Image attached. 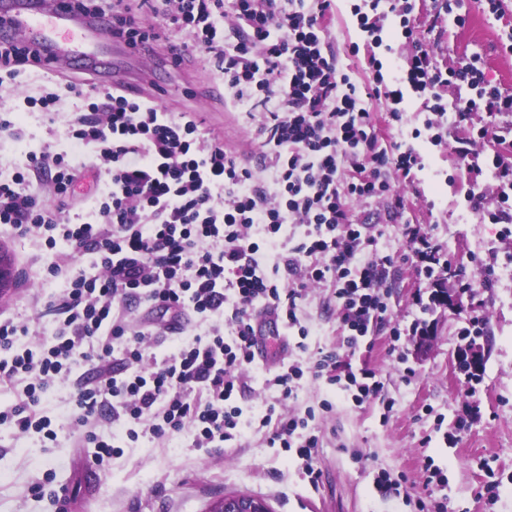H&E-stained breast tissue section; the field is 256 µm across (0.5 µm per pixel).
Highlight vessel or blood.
<instances>
[{
	"mask_svg": "<svg viewBox=\"0 0 512 512\" xmlns=\"http://www.w3.org/2000/svg\"><path fill=\"white\" fill-rule=\"evenodd\" d=\"M0 31L20 38L22 45L40 49L50 65L74 62L107 72L113 84L126 81L117 67H107L103 55L112 39L102 21L63 4L49 8L30 0H0ZM256 363L271 366L288 356V335L275 308L252 317Z\"/></svg>",
	"mask_w": 512,
	"mask_h": 512,
	"instance_id": "1",
	"label": "vessel or blood"
}]
</instances>
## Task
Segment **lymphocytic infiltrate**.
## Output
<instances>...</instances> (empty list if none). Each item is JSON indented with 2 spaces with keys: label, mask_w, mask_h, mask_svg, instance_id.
<instances>
[{
  "label": "lymphocytic infiltrate",
  "mask_w": 512,
  "mask_h": 512,
  "mask_svg": "<svg viewBox=\"0 0 512 512\" xmlns=\"http://www.w3.org/2000/svg\"><path fill=\"white\" fill-rule=\"evenodd\" d=\"M71 7L106 21L129 45L164 40L172 62L202 53L233 98L259 116L264 156L273 174L265 188L218 138L202 134L194 113L170 112L151 100L96 84L70 83L25 97L29 108L49 112L67 94L82 97L65 147L45 143L12 173L0 175V227L64 245L69 258L94 259L92 273H70L54 262L49 276L67 286L45 306L54 323L47 338H31L27 325L0 320V384L16 398L0 410V424L20 434L55 442L56 426L42 410L46 393L70 382V429L94 447L90 458L103 469L122 444L149 434L186 435L192 447L220 448L243 427L267 429L270 442L295 450L305 474L319 446L313 432L318 408L290 414L284 407L304 375L356 402L375 398L376 372L354 363L371 324L389 323L390 255L362 264L354 259L371 237L355 218L353 202L385 201L388 216L406 203L390 181L411 179L420 161L412 148L379 143L368 101L384 100L400 120L405 90L426 97L436 112L453 110V153L470 173L490 170L502 189L495 200L468 188L470 208L492 224H512V158L500 150L511 128L468 126L469 113L512 112V92L488 79L481 55L458 67L440 68L416 32L413 0H357L358 26L379 37L378 9L399 19L411 52L393 82L370 58L368 85L342 72L326 45L334 0H162L159 31L142 30L130 0H68ZM467 89L468 97L445 103L443 90ZM491 139L496 151L481 162L471 148ZM99 186L85 209L73 202L87 170ZM298 226L302 235L290 234ZM279 250L264 271L258 255ZM329 288L339 309L342 351L322 353L313 367L287 361L266 372L264 384L278 395L260 414L244 419L240 405L253 367L251 316L256 304L275 307L290 335L307 338L298 314L308 285ZM138 301L203 323V332L182 330L174 352L150 356L157 340L150 329H131L127 306ZM112 428L110 437L98 426Z\"/></svg>",
  "instance_id": "f902f5d3"
}]
</instances>
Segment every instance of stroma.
I'll use <instances>...</instances> for the list:
<instances>
[{
    "label": "stroma",
    "instance_id": "1",
    "mask_svg": "<svg viewBox=\"0 0 512 512\" xmlns=\"http://www.w3.org/2000/svg\"><path fill=\"white\" fill-rule=\"evenodd\" d=\"M352 4L336 0L329 49L358 83L370 80L373 56L382 61L384 77H392L401 59L374 47L360 30ZM440 6L441 0H417L415 7L421 38L438 65H459L477 51L489 79L512 89V56L500 50L512 34V0H504L500 18L476 0H463L469 21L461 28L440 14ZM353 44L358 54H350ZM120 61L130 77L144 75L162 85L158 100L167 111L196 113L205 132L223 140L261 184L271 185L249 104L226 98L207 60L191 55L173 65L158 42L152 53H128ZM68 80V74L30 67L21 84L0 83V114H10L25 131L20 140L0 134V172L65 133L74 117L73 98H64L51 119L22 105L24 97ZM432 118L425 99L409 91L401 121L381 129L386 142H405L422 158L423 168L412 182H393L407 200L402 219L387 220L378 200L353 207L359 220L375 227L363 258L396 257L386 302L402 335L394 343L387 328L372 327V348L355 355L376 370L382 385L378 397L358 406L345 395L329 396L323 384L306 378L286 404L294 411L318 407L327 397L333 401L332 412L319 423L320 446L313 460L321 473L318 483L304 475L302 460L271 444L266 431L250 428L223 448H193L180 436L142 437L105 466L103 482L89 499L80 461L91 451L78 447L75 436L61 432L57 444L47 448L38 436L0 425V512H57L51 492L62 485L84 501V512H206L211 501L234 492L266 499L273 512H418L422 507L428 512H512V238H502L501 225L483 222L470 209L456 155L426 127ZM406 220L420 225L439 247L427 272H418L406 258ZM0 246L11 255L16 275L0 300V318L50 335L53 324L43 315V304L66 286L64 278L46 272L51 250L39 238L1 232ZM439 288L447 289L454 306H432ZM327 295V288H308L299 314L312 331L306 349L290 347L289 359L310 363L319 351L340 347L337 311L326 307ZM475 317L480 325H472ZM422 327L430 340L419 352L415 340ZM469 347L481 354L480 369L473 374L454 363L455 355ZM469 403L477 414L457 429ZM426 404L431 413L423 412ZM429 465L438 479L428 480ZM384 472L399 481V489L379 487ZM37 483L42 486L38 492L33 489Z\"/></svg>",
    "mask_w": 512,
    "mask_h": 512
}]
</instances>
